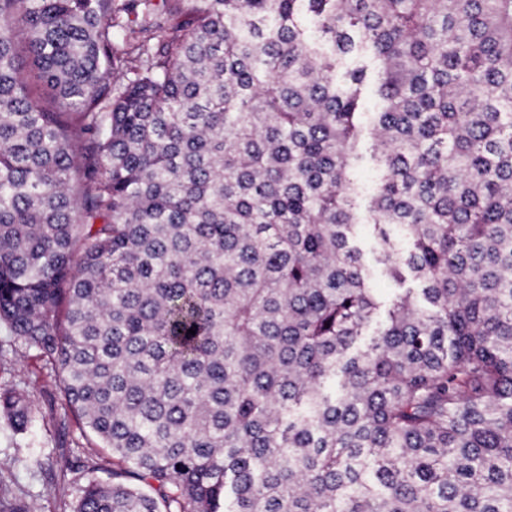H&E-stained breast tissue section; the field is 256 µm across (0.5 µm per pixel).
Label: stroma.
Wrapping results in <instances>:
<instances>
[{"mask_svg": "<svg viewBox=\"0 0 512 512\" xmlns=\"http://www.w3.org/2000/svg\"><path fill=\"white\" fill-rule=\"evenodd\" d=\"M14 384L29 395L35 419L26 433L18 434L0 418V483L35 512H64L75 496L74 489L49 491V475L28 467L26 461L39 457L52 461L58 469L77 466L74 450L83 442L81 430L72 418L62 425L49 420L50 410L61 407L52 374L35 352L16 351L10 330L1 325L0 387Z\"/></svg>", "mask_w": 512, "mask_h": 512, "instance_id": "obj_1", "label": "stroma"}]
</instances>
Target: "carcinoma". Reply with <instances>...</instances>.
I'll return each mask as SVG.
<instances>
[{
	"label": "carcinoma",
	"mask_w": 512,
	"mask_h": 512,
	"mask_svg": "<svg viewBox=\"0 0 512 512\" xmlns=\"http://www.w3.org/2000/svg\"><path fill=\"white\" fill-rule=\"evenodd\" d=\"M2 324L70 512H512V0H0Z\"/></svg>",
	"instance_id": "1"
}]
</instances>
